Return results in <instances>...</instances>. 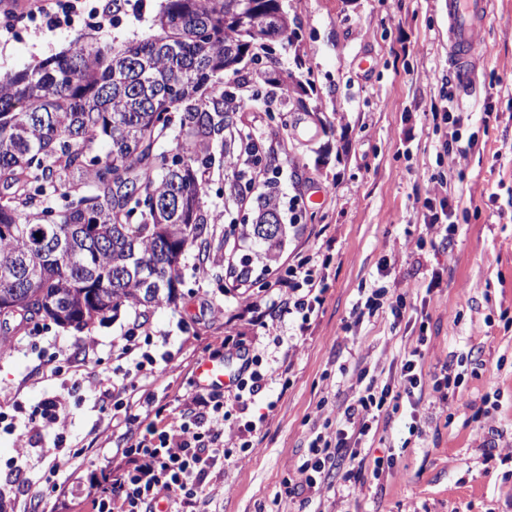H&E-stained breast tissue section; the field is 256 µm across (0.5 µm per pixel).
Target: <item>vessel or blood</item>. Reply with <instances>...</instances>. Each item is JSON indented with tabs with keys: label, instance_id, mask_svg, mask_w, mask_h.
I'll return each mask as SVG.
<instances>
[{
	"label": "vessel or blood",
	"instance_id": "obj_1",
	"mask_svg": "<svg viewBox=\"0 0 512 512\" xmlns=\"http://www.w3.org/2000/svg\"><path fill=\"white\" fill-rule=\"evenodd\" d=\"M448 65L461 97H468L475 85L476 62L484 48L483 32L489 17L490 0H447ZM233 371L227 364L203 361L196 369L200 387L226 385Z\"/></svg>",
	"mask_w": 512,
	"mask_h": 512
}]
</instances>
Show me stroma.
<instances>
[{"mask_svg": "<svg viewBox=\"0 0 512 512\" xmlns=\"http://www.w3.org/2000/svg\"><path fill=\"white\" fill-rule=\"evenodd\" d=\"M146 21L106 10L90 0L87 12L50 30L28 23L0 38V73L39 65L70 48L81 34L113 43L149 34L160 0H145ZM298 38L268 41L256 60L227 74L224 87L241 98L233 121L242 134L273 150L279 187L294 200L298 224L278 265L253 270L248 281L231 274L240 242L225 234L250 221L265 174L243 201L229 200L231 171L213 158L203 177L204 208L220 214L208 248L189 249L181 262L174 304L142 313L125 306L83 332L50 321L0 325V411L27 420L41 399L62 394L88 373L133 368L134 356L115 347L138 317L161 340L153 356L169 353L158 378L139 379L140 392L176 402L190 370L208 344L224 337L263 358L265 388L246 412H233L224 429V475L206 487L209 512H512V0H491L486 55L477 93L461 107V132L476 135L466 154L448 152L447 127H435L431 109L445 104L448 82L446 0H283ZM285 69L313 89L304 103L272 98L257 73ZM448 193L457 226L455 244L431 249L442 226H425L438 188ZM306 257L323 273L324 303L306 331L282 328L274 348L251 325L234 320L239 309L276 291L280 278ZM404 295L401 317L384 311L357 320L355 309L374 285ZM421 347L425 377L462 361L464 383L447 397L400 400L381 416L375 433L358 444L373 461L394 456L380 476L346 480L338 467L315 488L288 498L284 483L297 479L299 457L318 435L336 434L335 420L355 394L354 367L377 386L399 389L401 361ZM68 357L64 374L55 357ZM65 451L97 448L110 472L120 428L100 410L95 393L70 402ZM263 420L254 447L236 446L244 424ZM418 423L422 440L408 443ZM17 480H0L5 512L30 509L32 484L54 464L40 439L23 447L0 427V465ZM88 467L72 460L59 476L60 491L35 512H86Z\"/></svg>", "mask_w": 512, "mask_h": 512, "instance_id": "obj_1", "label": "stroma"}]
</instances>
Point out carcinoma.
<instances>
[{"mask_svg":"<svg viewBox=\"0 0 512 512\" xmlns=\"http://www.w3.org/2000/svg\"><path fill=\"white\" fill-rule=\"evenodd\" d=\"M278 0H162L153 33L116 46L76 39L38 66L0 75V316L51 320L81 332L123 305L157 308L176 296L187 249L207 244L219 218L205 211L199 163L222 141L228 197L251 189L266 160L233 130L223 76L265 48L254 20ZM265 82L307 93L292 73ZM180 112L186 142H158ZM239 236L240 276L267 271L288 246L276 178Z\"/></svg>","mask_w":512,"mask_h":512,"instance_id":"carcinoma-1","label":"carcinoma"}]
</instances>
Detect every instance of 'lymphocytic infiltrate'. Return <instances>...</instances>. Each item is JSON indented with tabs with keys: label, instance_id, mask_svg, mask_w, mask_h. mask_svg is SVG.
Here are the masks:
<instances>
[{
	"label": "lymphocytic infiltrate",
	"instance_id": "lymphocytic-infiltrate-1",
	"mask_svg": "<svg viewBox=\"0 0 512 512\" xmlns=\"http://www.w3.org/2000/svg\"><path fill=\"white\" fill-rule=\"evenodd\" d=\"M280 286L279 293L266 296L262 303L246 306L239 313L240 318L260 328L276 345L281 342L279 330L287 320L307 328L324 295L322 279L306 259L289 268ZM209 355L242 360L241 369L231 380L235 388L233 395L204 391L191 381L176 407L157 403L154 397L148 396L142 401L143 414L134 415L129 401L138 390L136 379L154 374L156 361L150 354H143L135 362L133 373L96 378L101 411L123 426L125 432L122 448L115 451L122 460L121 465L87 490L90 512H159L164 503L177 505V512H200L207 477L231 454L224 446V424L232 409H245L248 401L262 392L264 381L260 355L250 353L233 337L221 339ZM422 359L423 352L417 347L404 356L401 372L407 397L423 395L428 388L442 393L458 383V375L450 369L433 382H426ZM389 396L388 388L370 382L359 385L343 411L335 440L315 437L300 457L297 471L303 475L306 488H314L343 461L349 466V475L358 476L367 471L376 478L382 475L386 460L378 457L373 463H366L351 443L373 431L381 414L390 407ZM69 414L66 395L44 398L31 411V430L22 431L20 437L26 440L35 434L60 444L59 430Z\"/></svg>",
	"mask_w": 512,
	"mask_h": 512
}]
</instances>
